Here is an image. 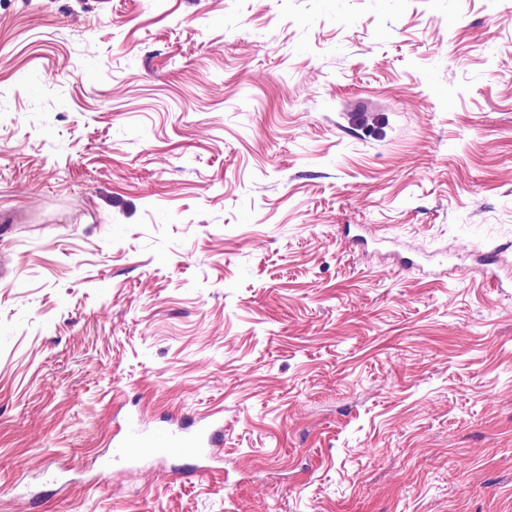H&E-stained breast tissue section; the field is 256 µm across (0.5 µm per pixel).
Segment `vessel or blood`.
<instances>
[{
  "instance_id": "obj_1",
  "label": "vessel or blood",
  "mask_w": 512,
  "mask_h": 512,
  "mask_svg": "<svg viewBox=\"0 0 512 512\" xmlns=\"http://www.w3.org/2000/svg\"><path fill=\"white\" fill-rule=\"evenodd\" d=\"M222 440L223 427L215 421L195 428L177 426L149 431L129 422L114 438L112 451L102 463V473L111 475L114 468L140 455L159 460L171 457L209 459L216 455Z\"/></svg>"
}]
</instances>
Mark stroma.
<instances>
[{"mask_svg": "<svg viewBox=\"0 0 512 512\" xmlns=\"http://www.w3.org/2000/svg\"><path fill=\"white\" fill-rule=\"evenodd\" d=\"M0 512H512V0H0ZM222 440L223 426L217 421L193 429L190 426H177L154 428L148 432L135 422H127L123 430L120 429L113 436L112 452L102 462V474L109 476L114 468L140 455L157 460L171 457L191 460L213 458Z\"/></svg>", "mask_w": 512, "mask_h": 512, "instance_id": "1", "label": "stroma"}]
</instances>
